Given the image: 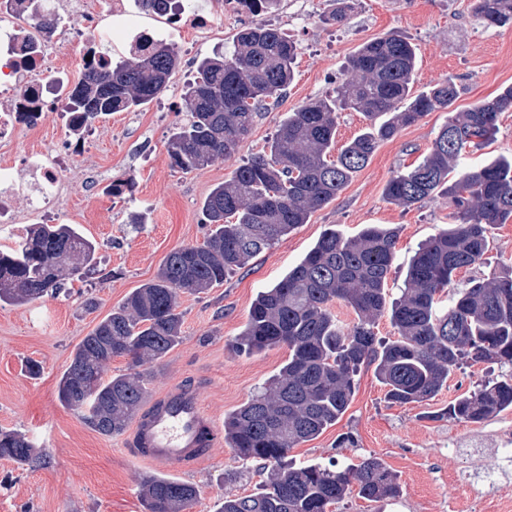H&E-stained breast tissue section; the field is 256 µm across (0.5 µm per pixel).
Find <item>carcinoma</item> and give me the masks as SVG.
Instances as JSON below:
<instances>
[{
  "label": "carcinoma",
  "instance_id": "obj_1",
  "mask_svg": "<svg viewBox=\"0 0 512 512\" xmlns=\"http://www.w3.org/2000/svg\"><path fill=\"white\" fill-rule=\"evenodd\" d=\"M487 27L512 23V0H476ZM297 45L276 29L253 23L238 31L230 55L196 61L182 110L167 146L172 166L204 169L235 155L260 110L278 101L293 79ZM175 45L155 43L113 65L83 73L65 93L71 128L98 117L134 112L168 87L178 66ZM416 47L390 32L363 44L333 94L310 99L279 124L264 154L237 166L204 199L211 229L201 245L172 250L155 277L134 289L85 336L58 383L62 406L103 436L123 434L141 412L149 367L182 342L181 297L224 283L311 213L333 200L380 143L428 112L449 110L460 96L445 79L413 91ZM512 109V86L453 113L418 165L393 176L386 199L410 207L445 196L448 230L421 246L399 298L387 302V279L398 231L367 226L345 236L324 232L274 286L259 292L239 343L260 353L288 347V360L265 386L224 418V440L242 460L270 466L261 491L224 497L216 512H329L352 491L377 501L400 495L396 475L378 459L344 469L336 464L296 467L288 453L313 440L347 410L361 367L375 366L392 404L421 403L448 385L462 364H497L509 373L448 404L444 415L469 423L512 409V273L473 277L454 287L457 273L483 260L489 230L512 223V159L463 165L469 148L489 144L498 115ZM362 113L369 126L331 158L338 112ZM97 264L96 246L75 224H38L0 251V304L22 305L82 280ZM342 302L356 319L332 312ZM397 338L378 341L384 313ZM127 359L107 376L112 360ZM0 458L19 466L50 462L22 433L0 429ZM138 494L145 512H189L198 488L164 475L145 478Z\"/></svg>",
  "mask_w": 512,
  "mask_h": 512
}]
</instances>
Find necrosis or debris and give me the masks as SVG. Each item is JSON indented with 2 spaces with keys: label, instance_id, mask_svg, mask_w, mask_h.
Instances as JSON below:
<instances>
[{
  "label": "necrosis or debris",
  "instance_id": "1",
  "mask_svg": "<svg viewBox=\"0 0 512 512\" xmlns=\"http://www.w3.org/2000/svg\"><path fill=\"white\" fill-rule=\"evenodd\" d=\"M235 0H227L224 10L207 9L195 5L182 7L171 15L163 8L152 14L161 18L162 27L139 25L137 18L143 9L141 0H104L103 8H93L91 0H43L44 13L57 19L77 18L93 32V37L76 60V69L87 63H103L104 53L116 50L131 54L140 49L144 41L159 38L163 30L204 31L223 19L225 10L236 9ZM27 26L0 30V80L15 88L10 103L0 108V146L15 142L19 130L28 127L32 112H58L62 98L57 90L62 78L52 64V45L49 40H34ZM85 144L73 140L60 147H52L37 156L24 155L17 162L0 164V224L15 223L11 208L19 191L18 171H29L32 176L28 193V206L41 211L63 180L66 160L83 152Z\"/></svg>",
  "mask_w": 512,
  "mask_h": 512
}]
</instances>
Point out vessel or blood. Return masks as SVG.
<instances>
[{"mask_svg": "<svg viewBox=\"0 0 512 512\" xmlns=\"http://www.w3.org/2000/svg\"><path fill=\"white\" fill-rule=\"evenodd\" d=\"M218 436L198 393L177 386L148 404L134 423L129 446L139 460L187 470L206 457Z\"/></svg>", "mask_w": 512, "mask_h": 512, "instance_id": "b4317fda", "label": "vessel or blood"}]
</instances>
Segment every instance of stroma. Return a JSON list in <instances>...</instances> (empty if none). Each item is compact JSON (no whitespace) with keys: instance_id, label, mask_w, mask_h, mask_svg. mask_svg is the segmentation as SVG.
Masks as SVG:
<instances>
[{"instance_id":"obj_1","label":"stroma","mask_w":512,"mask_h":512,"mask_svg":"<svg viewBox=\"0 0 512 512\" xmlns=\"http://www.w3.org/2000/svg\"><path fill=\"white\" fill-rule=\"evenodd\" d=\"M347 19L325 23L333 0H279L260 14L299 46L296 76L278 103L261 112L232 159L192 172L170 164L167 143L181 110L186 85L200 55L231 48L235 34L251 18L225 12L216 28L176 40L181 64L166 92L135 112H116L94 121L85 151L71 160L58 197L46 207L48 219L78 225L96 244L99 270L88 281H73L59 295L30 304L0 306V429H15L52 459L42 467L0 459V512H143L137 488L158 467L129 452L127 436L106 437L86 426L58 399V381L78 343L135 288L150 281L175 248L202 243L207 232L201 210L211 189L242 161L263 152L287 112L303 101L332 93L348 59L376 37L397 32L416 46L415 90L453 78L462 93L461 111L512 85V23L486 28L473 16V0H350ZM444 112L428 113L383 142L336 199L317 208L245 269L229 275L208 293L181 298L183 341L152 368L148 398L181 385L199 392L216 423L238 408L275 375L288 358L287 347L259 354L240 350L237 339L256 294L280 281L327 229L353 235L371 224L399 229L387 292L398 297L407 266L418 246L448 227L444 197L402 208L386 201L389 179L415 166L447 123ZM59 113H44L23 129L18 152L39 154L51 143L71 139ZM131 178L133 189L119 197L104 185ZM512 267V223L497 226L485 260L461 270L458 282ZM94 308H86L85 299ZM40 363L30 377L27 361ZM498 366L458 370L437 396L399 406L385 398L373 370H361L346 412L314 440L293 448L298 466L364 458L381 460L396 475L399 497L369 502L350 495L338 512H501L496 490L466 481L472 448H500L512 442V409L481 423L441 417L455 398L498 377ZM176 479L195 484L200 497L191 512H215L227 495L260 491L267 470L236 457L224 440L210 455Z\"/></svg>"}]
</instances>
